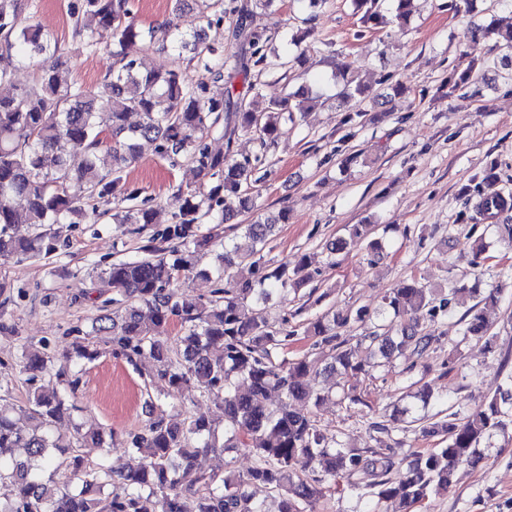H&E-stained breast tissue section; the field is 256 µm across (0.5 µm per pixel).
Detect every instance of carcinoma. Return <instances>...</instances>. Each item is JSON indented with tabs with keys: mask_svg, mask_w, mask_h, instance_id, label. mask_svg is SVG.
I'll list each match as a JSON object with an SVG mask.
<instances>
[{
	"mask_svg": "<svg viewBox=\"0 0 512 512\" xmlns=\"http://www.w3.org/2000/svg\"><path fill=\"white\" fill-rule=\"evenodd\" d=\"M363 11L361 22L375 24L381 0H355ZM206 26L184 33L168 24L142 28L129 8V0H80L71 11L72 41L77 48L93 51L100 29L112 30V72L96 88L71 78L69 52L58 41L43 36L23 17L24 0H0V47L17 50L25 61L40 57L44 65L30 85L15 88L0 98V261L24 260L49 255L56 250L59 224H72L85 217L82 200L112 197L119 224L163 225L153 239L172 243L167 250L148 245L151 259L122 260L98 275L101 287L112 290V323L99 332L111 335L112 353L137 366L144 351L166 362L158 376L172 388L193 384L212 398L222 412V422L205 418L186 423L159 415L131 437L127 452L131 464L113 474L103 464L85 463L79 448L91 442L102 445L97 432L75 428L67 435L56 425L76 409L71 394L78 379L68 381L64 392L34 390L29 397L27 420L22 430L10 416L0 413V512H183L182 499L196 498V512H263L250 488L262 485L281 497L280 512H306L327 490L363 471L370 477V496L376 504L367 512H378V504L390 502L397 512L411 508L429 494L448 492L462 464L475 465L482 445L512 430V370L502 374L497 392L486 403L471 407L463 400L432 397L422 401L438 407L429 417H415L401 432L440 435L447 446L398 457L401 440L383 438L391 428L381 422L368 424L378 434L375 445L359 452L346 450L340 441L328 439L313 409L333 395L321 376L358 379L367 376L366 364L356 360L350 337L340 329L370 322L358 337L373 356L390 361L405 347L417 358L442 344L439 325L454 314L459 288L451 281L445 288H429L411 276L389 289L376 309L327 310L299 324L285 320L273 325L259 315L241 317V307L251 302L264 310L272 294L289 289L298 293L312 279L306 257H296L270 272H263L266 238L277 224L288 221L282 210L269 222L237 224L246 245L224 247L225 269H239L229 287L216 288L211 297L187 298L178 293L180 279L195 268L196 249L211 238L199 234V225L212 215L228 221L241 212L260 210L259 192L253 179L260 156L234 158L212 151L209 138L216 128L227 142L241 132L256 136L267 150L296 120L295 111L273 103L267 112L247 108L245 97H233L231 83L261 67H270L267 46L274 35L247 27L249 8L237 0H212ZM239 18L235 36L242 37L249 53L224 58L220 28L224 16ZM494 35L504 58L512 54V27L501 32L495 26L483 30ZM159 41L178 51L190 50L201 77L191 79L162 61L142 72L125 49L137 40ZM228 84L221 98L209 95V82ZM112 99L106 121L97 115L95 99ZM141 116L138 125L128 124L131 113ZM108 129L114 141L102 143L99 133ZM157 142L158 152L170 159L188 158L206 189L186 193L179 213L162 217V210L149 199L137 200L126 187L125 169L136 159L137 141ZM485 188L478 209L488 215L512 210V190L497 186L495 176L483 178ZM30 224L34 231L17 235L12 228ZM469 250L474 265L486 251L482 236L470 231ZM151 309L144 322L134 303ZM178 323L183 336L176 347L165 340L171 324ZM461 335L484 343L493 352L496 339L484 315L470 309L460 317ZM300 334L320 339L328 348L327 362L307 354L278 359L288 341ZM219 348L215 358L211 350ZM22 368L27 381L36 382L51 373L48 360L27 355ZM279 392L278 405L265 403L270 391ZM339 401L347 408L373 410L367 394L341 386ZM249 448L255 464L245 473L220 476L202 471L196 458L203 452ZM112 486L108 495L103 488Z\"/></svg>",
	"mask_w": 512,
	"mask_h": 512,
	"instance_id": "carcinoma-1",
	"label": "carcinoma"
}]
</instances>
